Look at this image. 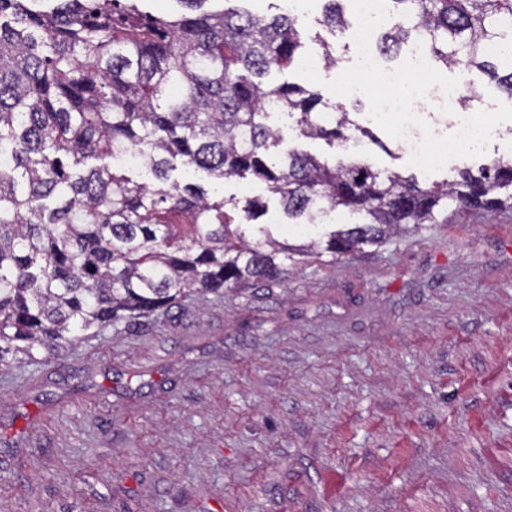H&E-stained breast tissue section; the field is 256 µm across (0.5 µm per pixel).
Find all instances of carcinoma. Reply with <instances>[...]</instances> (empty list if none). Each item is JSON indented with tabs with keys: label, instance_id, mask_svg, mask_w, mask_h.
<instances>
[{
	"label": "carcinoma",
	"instance_id": "obj_1",
	"mask_svg": "<svg viewBox=\"0 0 512 512\" xmlns=\"http://www.w3.org/2000/svg\"><path fill=\"white\" fill-rule=\"evenodd\" d=\"M0 0V368L58 351L93 331L137 326L193 296L277 284L288 265L336 261L385 243L402 227L448 223V205L512 208V160L424 185L344 153L329 164L275 152L271 105L300 136L345 145L365 130L313 87L259 78L300 65L304 36L290 11L267 16L180 0L174 19L144 0ZM345 0H324L323 25H347ZM397 21L384 55L422 39L437 69L478 71L512 99V0H387ZM335 118L326 120L323 114ZM143 155L150 189L108 159ZM217 180L266 183L308 242L265 228L251 244L194 184L168 183L173 161ZM360 221L317 232L329 210Z\"/></svg>",
	"mask_w": 512,
	"mask_h": 512
}]
</instances>
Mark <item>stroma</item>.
Here are the masks:
<instances>
[{
  "instance_id": "stroma-1",
  "label": "stroma",
  "mask_w": 512,
  "mask_h": 512,
  "mask_svg": "<svg viewBox=\"0 0 512 512\" xmlns=\"http://www.w3.org/2000/svg\"><path fill=\"white\" fill-rule=\"evenodd\" d=\"M331 80L356 60L321 0L297 14ZM361 158L427 174L377 129ZM280 151L334 160L281 113ZM300 242L264 182L176 166ZM268 212L246 219V199ZM0 512H512V209L456 210L282 283L186 302L0 369Z\"/></svg>"
}]
</instances>
